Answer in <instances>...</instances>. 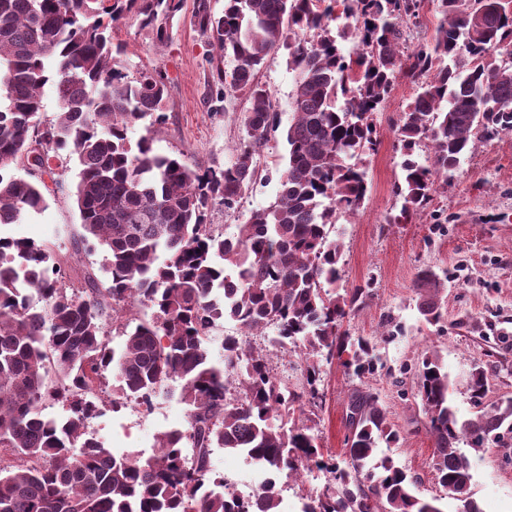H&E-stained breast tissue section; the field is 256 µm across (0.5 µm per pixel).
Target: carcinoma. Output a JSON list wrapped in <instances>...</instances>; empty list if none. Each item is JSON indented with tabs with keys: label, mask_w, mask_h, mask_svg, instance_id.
I'll list each match as a JSON object with an SVG mask.
<instances>
[{
	"label": "carcinoma",
	"mask_w": 512,
	"mask_h": 512,
	"mask_svg": "<svg viewBox=\"0 0 512 512\" xmlns=\"http://www.w3.org/2000/svg\"><path fill=\"white\" fill-rule=\"evenodd\" d=\"M431 38L401 51L403 26L418 24L423 0H342L334 28L326 0H225L215 15L197 7L199 27L232 56L218 73L217 95L245 91L247 138L224 168L187 167L154 153L152 138L131 147L128 131L165 119L168 77L157 69L128 78L102 15L133 13L158 40L183 0H0V224L43 210L55 163L75 160L72 189L82 232L94 241L106 281L84 273L72 288L53 246L0 237V512H283L281 478L317 469L331 482L302 512H445L415 494L416 480L388 457L381 441L400 434L365 379L377 372L371 339L342 329L363 310L371 283L343 288V242L329 238L341 214H355L367 193L364 157L377 151V113L397 79L420 83L401 112L397 145L406 159L399 224L425 211L477 143L512 133V12L482 0H436ZM357 49L344 54L340 41ZM287 51L296 73L278 170L279 190L226 237L208 221L220 204L235 209L257 174L256 156L282 123L271 91L256 79L267 57ZM55 87L58 111L43 120V87ZM427 151L429 166L412 159ZM24 168L18 175L15 169ZM417 309L442 321L443 284L419 276ZM153 310L150 320L137 311ZM228 317L237 332L222 342L224 365L210 360L211 332ZM122 322L120 352L106 343ZM299 355L305 382L292 387L272 365V350ZM337 360L359 380L348 396L345 459H324L304 424L319 406L323 363ZM112 404L150 412L160 392L179 383L187 427L157 436L146 458L115 456L87 430L106 392ZM448 371L425 358L415 396L434 443L436 479L456 512H482L472 490L464 443L473 449L512 432V399L473 417L450 399ZM486 376L470 373L481 402ZM66 406L62 421L43 414ZM244 456L264 478L256 496L238 500L212 464L213 449Z\"/></svg>",
	"instance_id": "1"
}]
</instances>
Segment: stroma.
I'll list each match as a JSON object with an SVG mask.
<instances>
[{
	"label": "stroma",
	"mask_w": 512,
	"mask_h": 512,
	"mask_svg": "<svg viewBox=\"0 0 512 512\" xmlns=\"http://www.w3.org/2000/svg\"><path fill=\"white\" fill-rule=\"evenodd\" d=\"M198 2L184 0L161 41L134 15L113 22L115 41L126 47L123 63L128 76L157 68L170 79L165 123L153 129L148 122H139L128 136L133 142L152 136L155 152L174 156L191 168L224 167L234 161L235 148L246 137L242 117L250 100L242 91L229 93L220 102L212 100L218 71H231L233 60L220 55L199 28ZM258 80L270 89L279 112H290L295 74L284 52L267 58ZM416 91V83L399 80L378 113V149L365 160L366 201L357 214L339 216L336 232L344 244L343 287L368 279L374 282L372 300L344 327L351 335L378 340L381 365L368 384L379 393L401 438L396 444L380 445L377 454L391 457L416 477L419 495L431 498L442 496L443 490L434 477V444L427 418L414 397L415 365L427 356L440 358L452 381L451 398L462 416L477 411L468 389L474 364H481L486 373L484 404L512 399V134L483 142L449 174L447 187L431 203L432 210L447 215V223H433L429 212L402 224L390 223V216L399 214L402 205L394 192L402 178L396 127ZM286 152L283 135L275 134L259 157L262 178L244 193L238 209H212L209 220L224 235H231L251 210L274 200L275 162ZM77 174L76 165L67 163L57 171L58 184L43 212L18 224H0L1 237L51 243L72 281L85 269L100 270L103 263L101 250L72 249L73 237L81 230L70 193ZM423 269L434 271L445 285L443 323L438 327L419 318L415 283ZM352 387L338 363L324 365L316 432L324 454L335 459L343 456ZM186 421V405L164 394L149 413L132 404L113 405L107 395L88 425L111 452L146 457L153 453L159 432L184 427ZM465 454L482 512H512V438L479 450L466 449Z\"/></svg>",
	"instance_id": "35a3bbf8"
}]
</instances>
